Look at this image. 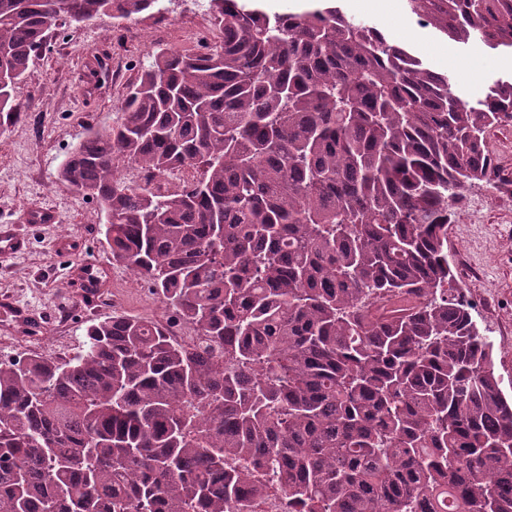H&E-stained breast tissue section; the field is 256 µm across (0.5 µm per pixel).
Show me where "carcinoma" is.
Returning a JSON list of instances; mask_svg holds the SVG:
<instances>
[{"label":"carcinoma","instance_id":"cac0c4a2","mask_svg":"<svg viewBox=\"0 0 512 512\" xmlns=\"http://www.w3.org/2000/svg\"><path fill=\"white\" fill-rule=\"evenodd\" d=\"M161 2L0 0V126L57 8ZM408 4L512 50V0ZM207 9L220 43L153 48L58 169L201 342L112 316L67 362H0V512H255L271 490L288 512H512V400L448 258L461 190L501 189L512 80L470 103L328 0ZM489 147L499 155L505 173L512 178V129L494 130L489 138Z\"/></svg>","mask_w":512,"mask_h":512}]
</instances>
